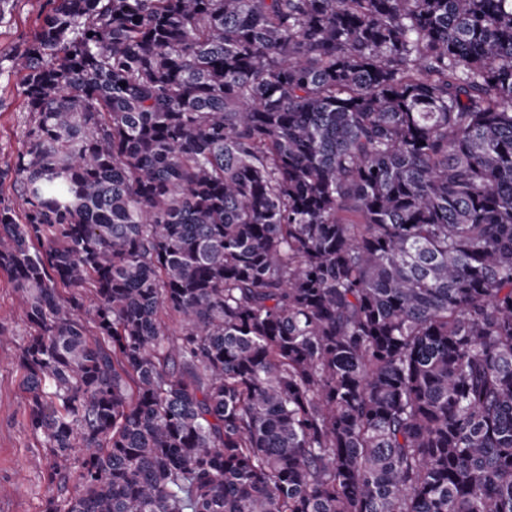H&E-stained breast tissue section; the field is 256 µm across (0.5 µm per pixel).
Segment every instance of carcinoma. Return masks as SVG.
I'll list each match as a JSON object with an SVG mask.
<instances>
[{"instance_id":"obj_1","label":"carcinoma","mask_w":512,"mask_h":512,"mask_svg":"<svg viewBox=\"0 0 512 512\" xmlns=\"http://www.w3.org/2000/svg\"><path fill=\"white\" fill-rule=\"evenodd\" d=\"M5 73L42 512H512V0H45ZM18 79H0V169L13 164L23 149L32 115L25 111L17 91Z\"/></svg>"}]
</instances>
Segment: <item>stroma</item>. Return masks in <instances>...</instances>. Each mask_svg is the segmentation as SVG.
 <instances>
[{
  "label": "stroma",
  "instance_id": "obj_1",
  "mask_svg": "<svg viewBox=\"0 0 512 512\" xmlns=\"http://www.w3.org/2000/svg\"><path fill=\"white\" fill-rule=\"evenodd\" d=\"M43 11V0H19L9 24L0 26V52L31 36ZM17 77L0 79V169L12 165L23 149L32 119L17 91ZM0 512H42L49 490L42 478L45 460L26 427V394L21 387L19 346L27 322L13 284L0 272Z\"/></svg>",
  "mask_w": 512,
  "mask_h": 512
}]
</instances>
